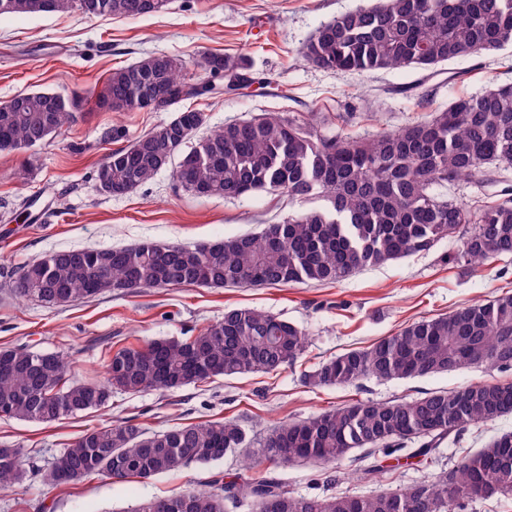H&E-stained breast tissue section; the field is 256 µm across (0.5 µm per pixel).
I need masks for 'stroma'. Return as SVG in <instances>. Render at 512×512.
<instances>
[{
	"label": "stroma",
	"instance_id": "35a3bbf8",
	"mask_svg": "<svg viewBox=\"0 0 512 512\" xmlns=\"http://www.w3.org/2000/svg\"><path fill=\"white\" fill-rule=\"evenodd\" d=\"M376 0H170L153 15L126 19L89 17L79 10L0 17V104L33 90L67 96L100 90L114 71L149 55H175L199 79L207 53L243 57L267 79L243 92H218L186 100L204 112L206 129L280 112L296 119L320 113L325 130L368 136L398 128L512 81V47L481 58L460 57L434 74L417 69L365 73L321 69L302 51L319 27ZM460 80H452V73ZM168 112L78 113L44 143L0 152V348L30 346L62 354L72 380L102 378L109 354L163 338L186 339L227 309L267 311L297 325L306 348L294 365L270 373L217 377L166 392L113 391L107 407L51 424L0 418V445L20 447L27 478L19 492L0 494V512H132L144 499L205 487L212 475L233 477L238 453L208 465L192 464L162 476L116 481L103 476L53 485L41 474L84 431L130 420L147 432L201 421H237L251 446L281 423L357 400L385 402L499 377L465 367L422 378H368L348 387H313L304 376L322 361L395 334L408 323L512 291V261L469 269L453 260L461 241H439L430 250L361 269L330 284L205 288H148L49 308L12 293V276L45 255L140 242L195 245L258 232L304 202L257 192L239 199L198 197L178 189L171 170L124 196L94 190V173L113 150L171 120ZM27 179H19L20 168ZM512 432V414L444 440L428 457L404 460L399 470L373 482L357 478L356 455L329 467L285 465L275 474L302 496H372L427 483L458 460Z\"/></svg>",
	"mask_w": 512,
	"mask_h": 512
}]
</instances>
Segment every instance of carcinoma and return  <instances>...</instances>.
Returning a JSON list of instances; mask_svg holds the SVG:
<instances>
[{"label": "carcinoma", "instance_id": "carcinoma-1", "mask_svg": "<svg viewBox=\"0 0 512 512\" xmlns=\"http://www.w3.org/2000/svg\"><path fill=\"white\" fill-rule=\"evenodd\" d=\"M167 0H0V16L65 13L137 19ZM512 46V0H384L322 25L306 44L312 65L334 71L415 68L432 71L458 57L480 58ZM207 80L191 83L180 59L151 55L113 72L94 97L111 112H161L216 88L246 86L250 67L207 54ZM85 99L40 90L0 105V152L43 143L75 117ZM205 122L180 110L115 150L96 170L94 187L124 195L173 163L175 182L199 197L235 199L255 191L324 205L301 210L252 235L187 246L142 243L61 250L23 267L14 281L20 299L65 307L106 293L194 285L228 287L341 281L459 235L453 261L480 266L512 258V197L457 201L441 192L461 180L488 182L512 168V82L480 96L460 97L429 119L363 139L322 132L316 113L300 123L266 113L228 124L190 142ZM305 334L291 322L252 308H234L185 340L125 347L107 360L98 381H69L59 354L28 346L0 349V412L6 418L52 423L107 406L112 391H169L219 376L271 372L303 354ZM466 366L512 369V293L448 314L423 318L366 349L322 362L305 375L313 386H349L425 377ZM512 413V382H474L412 400L356 401L277 426L246 469L280 464H333L355 450L386 454L413 446L425 456L451 435ZM233 420L149 434L125 421L89 430L53 463L51 484L85 481L103 472L118 481L148 479L195 462L207 465L247 447ZM26 478L21 451L0 446V492ZM251 512H448L458 498L512 494V433L465 455L434 481L371 497H307L278 479L238 473L206 489L144 499L133 512H224V488Z\"/></svg>", "mask_w": 512, "mask_h": 512}]
</instances>
